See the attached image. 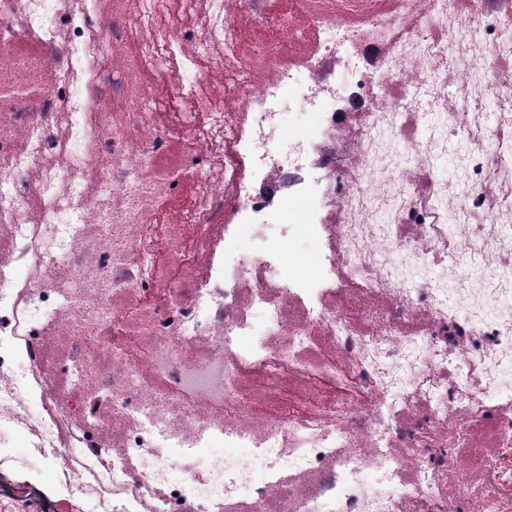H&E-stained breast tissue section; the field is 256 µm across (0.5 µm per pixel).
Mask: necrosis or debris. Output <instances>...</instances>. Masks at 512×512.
Here are the masks:
<instances>
[{
  "label": "necrosis or debris",
  "mask_w": 512,
  "mask_h": 512,
  "mask_svg": "<svg viewBox=\"0 0 512 512\" xmlns=\"http://www.w3.org/2000/svg\"><path fill=\"white\" fill-rule=\"evenodd\" d=\"M205 2L199 28H144L140 52L121 57L142 0H0V420L43 451L67 448V493L82 512H399L405 500L471 512L448 466L486 429V469L512 460V313L475 321L496 295L461 252L437 277L405 283L399 267L427 265L434 226L420 181L382 158L403 143L425 168L457 136L451 126L424 141L397 121L449 72L475 96L512 93V76L473 68L512 57V0H398L393 11L366 0L357 22L352 0H291L285 14L270 0ZM249 26L269 36L246 51ZM202 44L207 69L140 81L163 50ZM345 75L365 109L339 124L328 114ZM195 86L203 110L225 108L218 137L157 128L146 103ZM290 113L308 121L286 138ZM176 138L183 156L160 166ZM504 164L497 141L462 154L449 212L486 201ZM261 174L284 196H317L315 220L299 228L273 211L255 191ZM187 175L198 191L186 221L165 225L159 264L147 228ZM391 202L411 238L376 221ZM297 232L317 256L311 280L281 259ZM245 240L260 249L240 254ZM484 257L511 285V209L495 212ZM356 279L366 294L348 289ZM451 280L468 283L454 313ZM415 313L426 331L401 332ZM48 325L69 342L52 369ZM438 347L447 378L428 413L408 417L390 391L416 351ZM299 376L304 397L284 403ZM327 380L357 397L324 390ZM217 444L255 455H208Z\"/></svg>",
  "instance_id": "necrosis-or-debris-1"
}]
</instances>
